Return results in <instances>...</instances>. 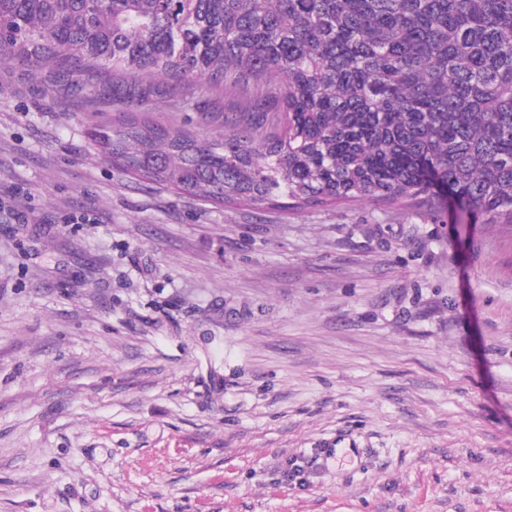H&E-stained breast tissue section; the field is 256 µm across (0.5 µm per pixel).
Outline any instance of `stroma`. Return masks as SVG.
<instances>
[{"label": "stroma", "mask_w": 512, "mask_h": 512, "mask_svg": "<svg viewBox=\"0 0 512 512\" xmlns=\"http://www.w3.org/2000/svg\"><path fill=\"white\" fill-rule=\"evenodd\" d=\"M50 80L0 67V512H512V224L210 206Z\"/></svg>", "instance_id": "1"}]
</instances>
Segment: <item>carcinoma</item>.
Listing matches in <instances>:
<instances>
[{"mask_svg": "<svg viewBox=\"0 0 512 512\" xmlns=\"http://www.w3.org/2000/svg\"><path fill=\"white\" fill-rule=\"evenodd\" d=\"M0 62L125 105L95 150L206 204L444 194L512 223V0H0ZM157 77L192 81L174 108L240 90L228 130L138 110Z\"/></svg>", "mask_w": 512, "mask_h": 512, "instance_id": "1", "label": "carcinoma"}]
</instances>
